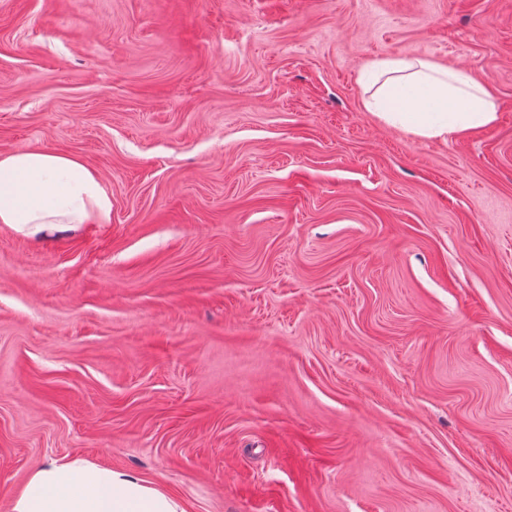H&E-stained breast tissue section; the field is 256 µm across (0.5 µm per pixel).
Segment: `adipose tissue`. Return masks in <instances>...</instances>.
Here are the masks:
<instances>
[{
	"label": "adipose tissue",
	"mask_w": 512,
	"mask_h": 512,
	"mask_svg": "<svg viewBox=\"0 0 512 512\" xmlns=\"http://www.w3.org/2000/svg\"><path fill=\"white\" fill-rule=\"evenodd\" d=\"M360 77L378 85L368 110L421 139L464 137L498 120L493 92L467 71L397 56L364 65ZM111 214L100 178L78 158L41 150L0 154V224L36 237L105 224ZM11 512H188V506L136 473L64 458L30 476Z\"/></svg>",
	"instance_id": "1"
}]
</instances>
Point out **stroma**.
Listing matches in <instances>:
<instances>
[{
    "mask_svg": "<svg viewBox=\"0 0 512 512\" xmlns=\"http://www.w3.org/2000/svg\"><path fill=\"white\" fill-rule=\"evenodd\" d=\"M392 56L497 124L382 123ZM19 149L112 215L0 224V512L64 457L190 512L512 505V0H0ZM368 78L379 87L367 109L421 139L465 137L498 121L493 92L468 71L397 56L364 65L360 80Z\"/></svg>",
    "mask_w": 512,
    "mask_h": 512,
    "instance_id": "stroma-1",
    "label": "stroma"
}]
</instances>
